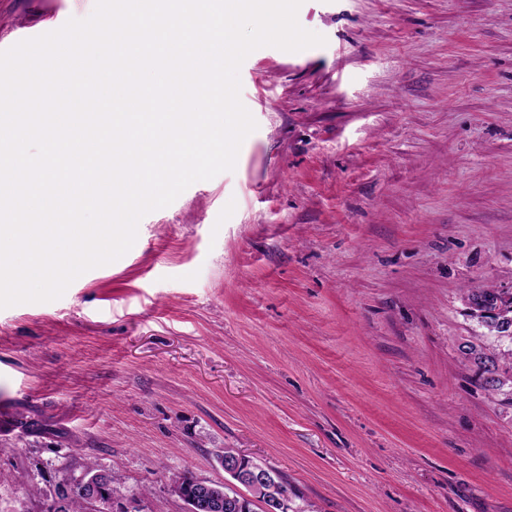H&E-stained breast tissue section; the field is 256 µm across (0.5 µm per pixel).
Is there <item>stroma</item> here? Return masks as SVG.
Masks as SVG:
<instances>
[{"label":"stroma","instance_id":"1","mask_svg":"<svg viewBox=\"0 0 512 512\" xmlns=\"http://www.w3.org/2000/svg\"><path fill=\"white\" fill-rule=\"evenodd\" d=\"M95 0H0V51ZM241 65L234 170L51 302L0 309V512L113 470L140 512L234 448L294 512H512V401L459 351L512 283V0H303ZM38 424L23 433L20 420Z\"/></svg>","mask_w":512,"mask_h":512}]
</instances>
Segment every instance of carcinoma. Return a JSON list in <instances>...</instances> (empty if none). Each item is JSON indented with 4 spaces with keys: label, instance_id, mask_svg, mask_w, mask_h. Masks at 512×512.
I'll return each instance as SVG.
<instances>
[{
    "label": "carcinoma",
    "instance_id": "carcinoma-1",
    "mask_svg": "<svg viewBox=\"0 0 512 512\" xmlns=\"http://www.w3.org/2000/svg\"><path fill=\"white\" fill-rule=\"evenodd\" d=\"M468 316L482 332L462 343L459 351L478 371L482 386L497 394L504 388L512 393V298L503 297L500 288L478 285L462 289ZM46 501H60V508L46 512H90L87 495L65 481L45 494Z\"/></svg>",
    "mask_w": 512,
    "mask_h": 512
}]
</instances>
